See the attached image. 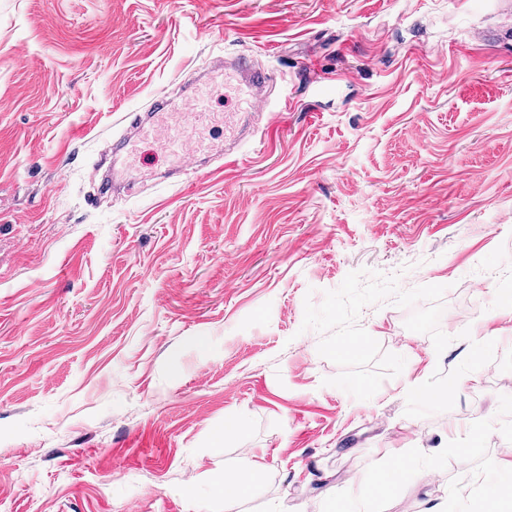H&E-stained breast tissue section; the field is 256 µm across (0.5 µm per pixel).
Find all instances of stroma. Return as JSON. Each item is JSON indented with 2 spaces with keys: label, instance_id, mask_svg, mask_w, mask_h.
<instances>
[{
  "label": "stroma",
  "instance_id": "obj_1",
  "mask_svg": "<svg viewBox=\"0 0 512 512\" xmlns=\"http://www.w3.org/2000/svg\"><path fill=\"white\" fill-rule=\"evenodd\" d=\"M225 54L272 126L95 199ZM408 448L367 512H478L512 463V0H0V512H336ZM208 79L222 78L233 83V88L246 99L250 112L254 115H262L266 112L267 100L260 96V91L269 81L267 74L257 70L245 58H233L226 64L219 63L212 67L207 74ZM420 456V450L413 449L407 457L392 463L383 470L376 471L371 483L372 494L378 497L387 496L398 484L411 479L417 472L412 462ZM260 468L261 465L259 463L253 462L251 469L238 477L224 476L225 504H231L247 493L251 482Z\"/></svg>",
  "mask_w": 512,
  "mask_h": 512
}]
</instances>
